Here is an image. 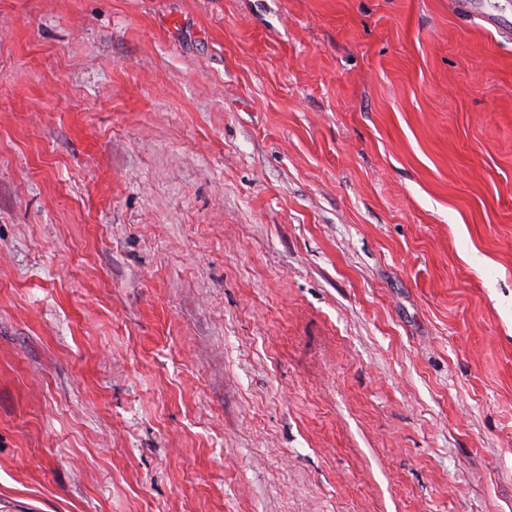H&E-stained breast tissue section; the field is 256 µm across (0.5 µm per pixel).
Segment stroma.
I'll return each mask as SVG.
<instances>
[{
  "label": "stroma",
  "mask_w": 512,
  "mask_h": 512,
  "mask_svg": "<svg viewBox=\"0 0 512 512\" xmlns=\"http://www.w3.org/2000/svg\"><path fill=\"white\" fill-rule=\"evenodd\" d=\"M512 0H0V512H512Z\"/></svg>",
  "instance_id": "obj_1"
}]
</instances>
